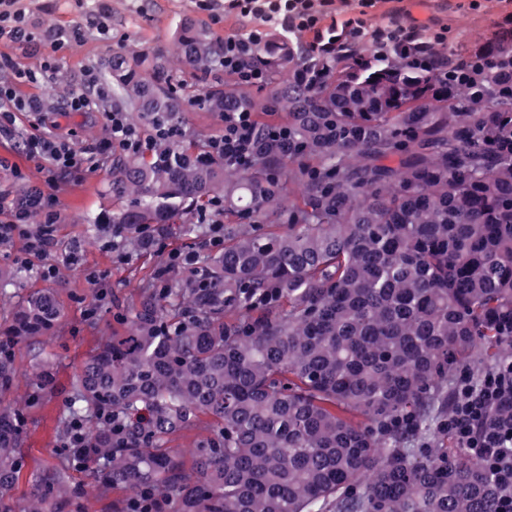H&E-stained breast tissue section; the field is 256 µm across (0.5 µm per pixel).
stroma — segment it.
<instances>
[{"label": "stroma", "mask_w": 512, "mask_h": 512, "mask_svg": "<svg viewBox=\"0 0 512 512\" xmlns=\"http://www.w3.org/2000/svg\"><path fill=\"white\" fill-rule=\"evenodd\" d=\"M470 0H424L420 17L436 16L449 23L455 40L472 45L480 42L492 21H500L512 14V0H479L477 8H470ZM100 6L112 16V38L104 41L86 34L80 42L65 43L60 50L52 44L59 33L74 26L83 12L77 0H20L34 23L38 37L33 42L0 40V57L9 58L15 67L39 70L45 57L54 56L56 78L48 85L20 87L21 96H37L47 112L46 129L71 135L76 146L95 144L106 135L98 114L67 112L63 109L62 93L66 88L78 87L85 69L103 71L117 44L127 43L142 49H156L169 41L175 24L188 20L207 29L214 37L235 35L239 20L226 18L214 23L200 10L197 0H151L146 12H139L136 0H99ZM28 121H18L14 131L0 134V188L12 194L22 192L23 184H41L46 172L30 159L23 149L24 137L31 133ZM111 165L85 175L81 179L62 184L58 196L61 221L57 226L58 246L52 257L57 274L50 279L37 272L39 259L30 266L15 263L16 255L24 249L23 239H14L0 247V269L12 271L8 288L57 289L62 306L60 327L55 335L43 337L34 347L21 349L16 355V384L9 396L11 402L21 404L31 393L29 377L37 360L51 362L54 373V391L42 397L36 408L26 417L22 434L21 452L24 469L15 491L16 498H25L39 472L45 466L67 461L68 452L58 435L59 418L72 377L83 362L94 353L102 337L125 334L128 324L125 314L129 307L140 302L146 293V283L164 262L165 255L157 248L129 252L126 260H117L115 253L103 244L107 228H88V216L111 214L119 204L110 192ZM80 243L78 256H71L70 247ZM105 273L104 286L111 300L95 317H87L85 309L99 286L89 278L90 272Z\"/></svg>", "instance_id": "stroma-1"}]
</instances>
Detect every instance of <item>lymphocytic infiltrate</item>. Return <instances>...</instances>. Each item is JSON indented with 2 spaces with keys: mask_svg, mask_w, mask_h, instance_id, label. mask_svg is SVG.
Returning <instances> with one entry per match:
<instances>
[{
  "mask_svg": "<svg viewBox=\"0 0 512 512\" xmlns=\"http://www.w3.org/2000/svg\"><path fill=\"white\" fill-rule=\"evenodd\" d=\"M377 0H357L356 7L341 14L336 0H201L213 22L233 16L244 27L239 34L224 40V55L219 67L234 74L249 87L264 88L271 74L255 65L253 55L270 28L299 35L338 21L354 37L367 36L377 48L397 47L404 50L414 66L434 72L440 82L471 79L479 91L496 90L512 94V68L501 66L496 73H481L478 68L463 71L434 57L431 44L447 41L448 27L435 20L425 22L413 17L408 8L392 11L387 21L369 29L366 17ZM109 88L95 70H87L78 90L65 103L69 112L100 113L109 131L107 139L95 145L75 148L68 136L38 132L24 142L29 158L46 161L45 185L30 190L24 205L12 206L9 192L0 191V210L10 209L9 221L0 224V245L17 236L26 240V254L42 259V274L53 277L55 265L48 258L57 246L54 235L59 223L58 188L63 179L81 178L102 168L117 153L142 156L158 155L162 145L177 142L184 134L181 126L164 120L150 122L148 127L133 122L128 113L109 107ZM221 132L209 139L202 161H224L230 166L246 167L253 163L259 139L284 143L286 127L272 124L258 130L254 114L245 107L226 109ZM448 432L458 448L478 459L504 491L499 512H512V355L503 357L480 377L462 374L456 383L455 396L448 413Z\"/></svg>",
  "mask_w": 512,
  "mask_h": 512,
  "instance_id": "lymphocytic-infiltrate-1",
  "label": "lymphocytic infiltrate"
}]
</instances>
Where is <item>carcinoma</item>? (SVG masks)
Returning <instances> with one entry per match:
<instances>
[{"mask_svg": "<svg viewBox=\"0 0 512 512\" xmlns=\"http://www.w3.org/2000/svg\"><path fill=\"white\" fill-rule=\"evenodd\" d=\"M334 38L328 42V38ZM341 29L268 33L265 105L214 76L221 42L181 23L172 48L113 52L115 97L138 119L196 103L278 118L288 147L261 140L247 168L124 155L112 197L132 230L224 205V248L173 288H155L74 375L59 420L95 421L87 470L122 512H497L500 486L448 437L456 373H477L512 336V102L412 67L404 53L348 48ZM460 68L512 59V26L476 45L435 43ZM288 223L264 230L283 187ZM0 323V396L15 354L56 326L52 289L11 297ZM112 413V425L99 422ZM25 408L0 403V512H80L71 467H45L29 505ZM208 423L186 460L169 443Z\"/></svg>", "mask_w": 512, "mask_h": 512, "instance_id": "1", "label": "carcinoma"}]
</instances>
